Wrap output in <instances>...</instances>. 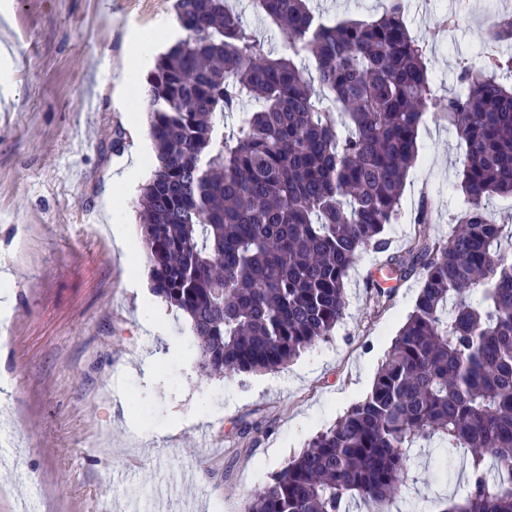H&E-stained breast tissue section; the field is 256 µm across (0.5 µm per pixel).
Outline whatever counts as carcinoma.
I'll return each mask as SVG.
<instances>
[{
    "mask_svg": "<svg viewBox=\"0 0 512 512\" xmlns=\"http://www.w3.org/2000/svg\"><path fill=\"white\" fill-rule=\"evenodd\" d=\"M250 7L282 49L231 0H175L185 37L142 89L154 156L137 209L152 291L190 320L201 372L274 371L333 333L350 269L389 249L428 112L465 142L467 205L446 243L418 233L388 257L400 278L422 271V286L370 392L243 512H389L409 492V451L433 439L468 474L441 512H512V225L486 208L512 195V87L469 71L436 98L403 0L369 22L331 23L308 0ZM493 30L511 41L512 15Z\"/></svg>",
    "mask_w": 512,
    "mask_h": 512,
    "instance_id": "1",
    "label": "carcinoma"
}]
</instances>
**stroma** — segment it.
Masks as SVG:
<instances>
[{"label":"stroma","instance_id":"stroma-1","mask_svg":"<svg viewBox=\"0 0 512 512\" xmlns=\"http://www.w3.org/2000/svg\"><path fill=\"white\" fill-rule=\"evenodd\" d=\"M383 0H311L331 21L371 20ZM412 36L424 39L437 96L480 69L493 0H405ZM0 29V281L11 301L0 339L9 383L0 431L15 473L0 480V512H240L310 440L366 396L411 312L420 274L399 280L385 254H362L348 307L332 336L276 371L208 376L185 315L151 291L136 201L149 171L123 194L115 166L146 105L114 83L125 57L172 0H11ZM121 147H113L115 134ZM418 162L386 235L399 251L419 214L430 241L446 242L464 207L456 131L426 114ZM133 244L115 243V227ZM392 287L378 305L368 271ZM260 431L242 435L244 423ZM457 455L417 449L415 492L400 512H439L459 491Z\"/></svg>","mask_w":512,"mask_h":512}]
</instances>
